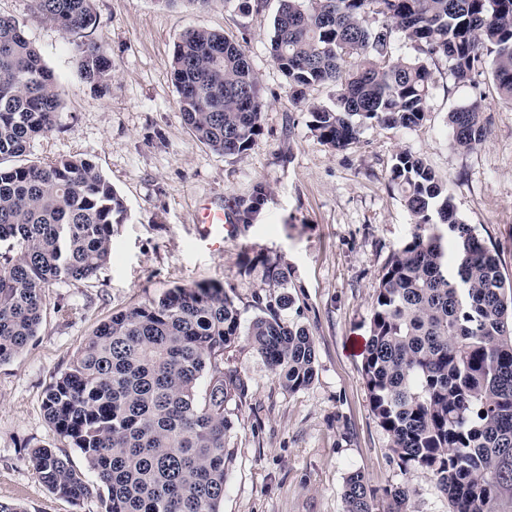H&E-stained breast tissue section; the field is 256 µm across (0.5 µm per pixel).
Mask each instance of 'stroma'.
Returning a JSON list of instances; mask_svg holds the SVG:
<instances>
[{"instance_id":"35a3bbf8","label":"stroma","mask_w":512,"mask_h":512,"mask_svg":"<svg viewBox=\"0 0 512 512\" xmlns=\"http://www.w3.org/2000/svg\"><path fill=\"white\" fill-rule=\"evenodd\" d=\"M94 7L93 37L112 60V88L103 96L75 75L76 37L40 15L34 0H0V15L19 22L62 88L55 127L31 144L28 160L90 159L127 208L114 227L110 260L90 279L47 288L36 336L0 363V500L27 512H101L99 495L77 503L61 498L28 462L30 449L52 448L77 470L86 468L45 418L48 386L101 322L177 286L223 287L249 325L265 290L259 273L244 274L243 265L262 253L288 269L294 303L284 316L312 335L315 376L291 392L247 340L231 349L227 365L247 391L226 409L232 462L220 512H345V481L354 472L375 490L377 512L392 485L412 489V512H449L433 474L402 467L374 416L362 346L386 264L421 231L390 182L399 151L424 157L448 180L459 215L512 281V109L499 103L490 74L458 85L447 61L438 60L422 126L372 123L338 152L314 136L306 106L293 102L269 56L279 0L247 13L238 0H212L205 10L159 0H94ZM191 28L242 44L259 77L262 135L246 155L213 152L181 119L171 62ZM477 97L490 132L462 153L447 117ZM205 204L223 209L235 227L223 251L199 239Z\"/></svg>"}]
</instances>
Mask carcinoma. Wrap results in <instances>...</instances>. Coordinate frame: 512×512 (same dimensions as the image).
<instances>
[{
	"mask_svg": "<svg viewBox=\"0 0 512 512\" xmlns=\"http://www.w3.org/2000/svg\"><path fill=\"white\" fill-rule=\"evenodd\" d=\"M270 43L273 63L297 104L306 90L336 85V100L311 103V130L337 150L363 127L422 125L433 89L428 60L448 61L454 82L490 73L499 100L512 106V0H279ZM37 11L76 44L78 78L105 92L112 60L90 38L94 0H35ZM384 18L377 31L363 15ZM399 33L415 49L394 56ZM171 74L182 120L221 155L241 156L262 134L259 78L246 49L224 34L192 29L175 46ZM60 86L14 19L0 16V363L35 336L45 289L86 280L110 259L112 225L126 206L85 158L4 165L50 133ZM455 148L482 145L489 117L475 99L448 113ZM391 183L417 224L446 225L397 249L380 278L362 376L371 409L404 466L431 471L451 512H496L512 493V282L498 259L458 215L448 183L427 161L396 153ZM268 289L262 315L242 331L239 313L215 285L177 287L119 312L46 391V419L105 487V512H219L231 458L224 453L229 402L244 397L240 374L225 366L228 349L246 336L290 391L315 374L308 330L281 317L294 300L288 272L257 254ZM206 378L204 393L197 381ZM29 463L54 494L80 501L92 484L68 456L33 448ZM386 512H409L412 491H384ZM346 512H375L365 476L345 483Z\"/></svg>",
	"mask_w": 512,
	"mask_h": 512,
	"instance_id": "1",
	"label": "carcinoma"
}]
</instances>
